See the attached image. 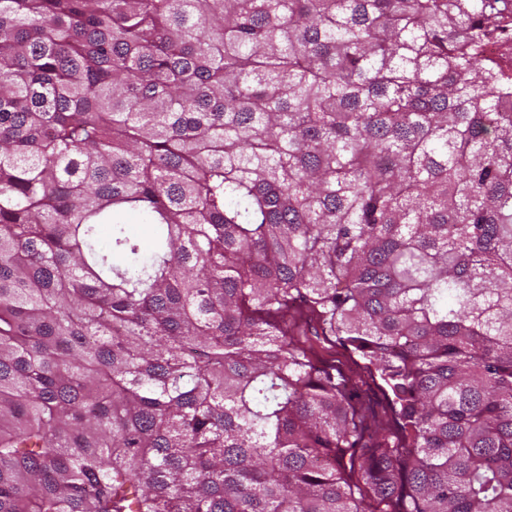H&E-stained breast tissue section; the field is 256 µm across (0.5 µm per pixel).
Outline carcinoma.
Wrapping results in <instances>:
<instances>
[{
    "label": "carcinoma",
    "mask_w": 512,
    "mask_h": 512,
    "mask_svg": "<svg viewBox=\"0 0 512 512\" xmlns=\"http://www.w3.org/2000/svg\"><path fill=\"white\" fill-rule=\"evenodd\" d=\"M510 13L0 0V512H512ZM481 52L486 58L507 66L512 72V42L490 37L483 43Z\"/></svg>",
    "instance_id": "1"
}]
</instances>
